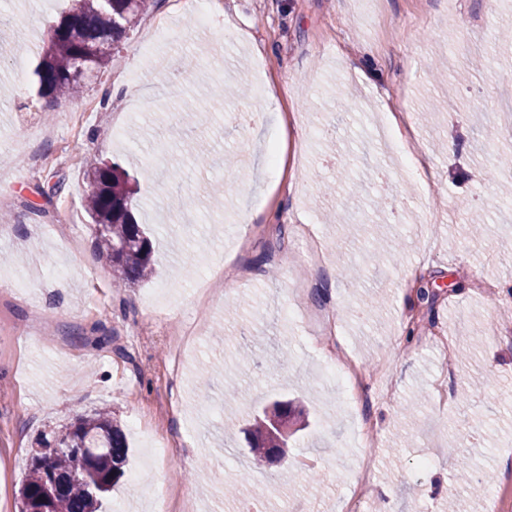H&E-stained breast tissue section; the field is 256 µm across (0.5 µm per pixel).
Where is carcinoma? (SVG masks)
Returning a JSON list of instances; mask_svg holds the SVG:
<instances>
[{
    "label": "carcinoma",
    "instance_id": "carcinoma-1",
    "mask_svg": "<svg viewBox=\"0 0 512 512\" xmlns=\"http://www.w3.org/2000/svg\"><path fill=\"white\" fill-rule=\"evenodd\" d=\"M146 0H69L41 61L35 69L38 94L51 104L82 91L83 81L112 64V50L146 10ZM129 174L117 163L90 168L85 183V209L102 227L96 251L122 280L135 284L153 272V241L135 220ZM267 415L249 429L251 452H275ZM58 452L51 459L49 481L32 462L23 488L49 497V512H99L102 498L124 475L128 445L123 430L99 410L78 419L54 437Z\"/></svg>",
    "mask_w": 512,
    "mask_h": 512
}]
</instances>
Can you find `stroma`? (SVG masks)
I'll list each match as a JSON object with an SVG mask.
<instances>
[{
    "mask_svg": "<svg viewBox=\"0 0 512 512\" xmlns=\"http://www.w3.org/2000/svg\"><path fill=\"white\" fill-rule=\"evenodd\" d=\"M65 3L0 0L8 512L39 440L100 409L129 444L102 512H245L260 484L286 512H351L365 469L362 512H484L487 491L457 478L467 457L512 512V73L489 62L512 57L497 37L512 0H222L204 26L192 0H149L111 65L48 110L40 22ZM359 50L366 79L344 64ZM284 117L306 137L275 184ZM98 160L136 181L146 282L124 284L93 247ZM380 244L400 260H372ZM352 362L346 387L322 375ZM276 400L294 403L289 453L257 463L244 428Z\"/></svg>",
    "mask_w": 512,
    "mask_h": 512,
    "instance_id": "stroma-1",
    "label": "stroma"
}]
</instances>
